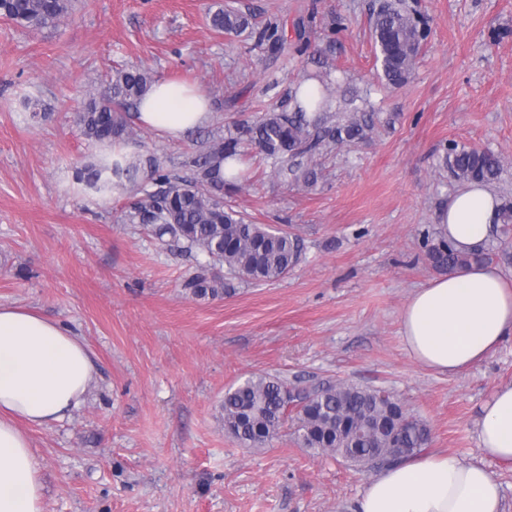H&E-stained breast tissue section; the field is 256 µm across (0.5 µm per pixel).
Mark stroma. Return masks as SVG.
Instances as JSON below:
<instances>
[{
    "mask_svg": "<svg viewBox=\"0 0 512 512\" xmlns=\"http://www.w3.org/2000/svg\"><path fill=\"white\" fill-rule=\"evenodd\" d=\"M374 2L75 0L56 27L0 18V304L61 322L98 370L80 410L28 430L45 512H353L376 469L298 447L290 420L259 449L225 433L224 393L254 373L392 393L429 428V451L483 461L512 512V462L484 458L477 439L483 405L512 383V338L447 375L411 359L400 332L411 292L436 276L423 237L438 236L459 187L443 165L449 144L500 154L491 189L512 201V0H407L430 34L397 88L375 59ZM224 5L277 23L302 52L214 31L208 13ZM335 17L346 28L331 44ZM125 67L207 91V125L167 139L136 122L135 144L116 147L180 176L207 137L271 106L292 110L309 75L324 77L332 104L349 91L370 102L374 130L322 157L313 188L283 186L259 154L242 157L230 202L300 238L288 275L193 297L182 284L201 254L124 223L132 191L77 180L106 149L73 113Z\"/></svg>",
    "mask_w": 512,
    "mask_h": 512,
    "instance_id": "1",
    "label": "stroma"
}]
</instances>
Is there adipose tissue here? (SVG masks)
I'll list each match as a JSON object with an SVG mask.
<instances>
[{
    "instance_id": "1",
    "label": "adipose tissue",
    "mask_w": 512,
    "mask_h": 512,
    "mask_svg": "<svg viewBox=\"0 0 512 512\" xmlns=\"http://www.w3.org/2000/svg\"><path fill=\"white\" fill-rule=\"evenodd\" d=\"M200 88L168 80L144 95L136 118L178 139L211 120ZM499 202L485 185L453 192L438 229L467 251L486 243ZM401 336L409 356L442 374L479 365L512 337V279L492 264L473 265L415 289ZM97 370L84 341L60 323L0 305V512H44V484L27 430L63 421L82 408ZM482 452L512 462V384L498 387L478 423ZM355 512H505L502 489L482 465L448 453L412 457L371 479Z\"/></svg>"
}]
</instances>
